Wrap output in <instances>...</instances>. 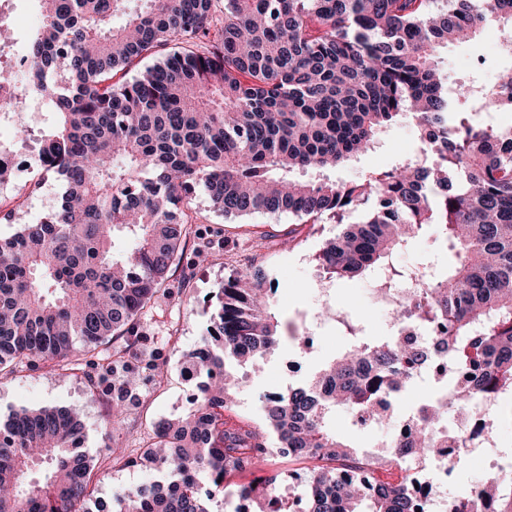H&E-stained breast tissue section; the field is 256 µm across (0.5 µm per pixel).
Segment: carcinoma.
<instances>
[{"instance_id": "obj_1", "label": "carcinoma", "mask_w": 512, "mask_h": 512, "mask_svg": "<svg viewBox=\"0 0 512 512\" xmlns=\"http://www.w3.org/2000/svg\"><path fill=\"white\" fill-rule=\"evenodd\" d=\"M124 0H41L43 22L26 56L25 77L41 89L53 122L42 134V171L63 184L61 201L37 224L0 238V371L13 364L66 372L81 366L88 389L112 384L119 425L140 374L138 325L190 237L184 201L203 186L226 217L288 211L302 223L343 224L315 255L330 280L375 268L421 281L406 302L407 327L434 324L414 345L399 337L352 334L347 347L288 395L267 394V433L229 423L243 386L236 368L258 362L282 339L266 277L234 270L182 374L196 383L185 417L153 422L152 435L107 459L170 470L173 480L130 487L112 512H208L226 480L288 456L324 464L295 493L301 512H416L406 464L426 462L462 437L440 426L444 407L512 394V124L481 115L512 110V78L452 88L438 51L492 26L512 28V0H224L215 34L214 0H145L116 27ZM178 50L139 75L114 73ZM412 120L417 148L359 182L297 181L371 149L377 133ZM368 205L366 219L346 216ZM432 226L449 241L448 265L396 271L395 251ZM133 242L116 254L114 238ZM112 352L99 357V347ZM444 362L455 378L448 405L421 410V436L390 442L368 461L328 427L343 407L380 418L376 399L396 396L424 364ZM82 424L69 409L16 413L0 424V512H88L92 460L79 452ZM403 475L393 479L392 470ZM254 512L278 508V476L238 485ZM486 497L512 512V479L497 473L464 496L467 512Z\"/></svg>"}]
</instances>
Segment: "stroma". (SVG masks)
Listing matches in <instances>:
<instances>
[{"label":"stroma","instance_id":"1","mask_svg":"<svg viewBox=\"0 0 512 512\" xmlns=\"http://www.w3.org/2000/svg\"><path fill=\"white\" fill-rule=\"evenodd\" d=\"M498 34L497 28L490 27L472 42L440 49V65L449 82L467 80L486 85L494 81L500 69L511 66L512 60L496 55L491 48ZM415 141L412 122L401 119L379 133L371 151L337 167L329 177L340 182L362 180L405 157ZM62 191L60 182L50 177L39 179L34 172L0 191V237H9L19 225L37 223L57 204ZM183 210L204 238L210 240L211 247L205 261L201 262L195 257L193 246H186L180 263L172 266L170 290L158 295L146 342L147 349L161 353L164 379L159 384L147 381L139 384L125 424L113 435L105 433L112 390L104 385L98 394L89 393L83 371L73 370L63 376L44 368L22 365L0 371V421L25 410L54 407L68 408L80 418L82 450L100 462L94 477L96 489L88 503L90 512H109L113 496L124 489L167 480L168 473L164 470H144L104 461L105 446L112 440L123 447H136L138 440L148 438L152 421L175 418L189 411L194 388L182 376L183 357L198 346L214 311L206 298L217 291L225 275L246 263L264 268L270 281L276 282L278 287L271 302L272 313L289 326H297L303 313L313 310L316 304L312 284L315 255L325 239L340 231L332 220L303 224L285 212H257L227 219L217 211L208 192L202 188L185 203ZM432 256L447 258L448 246L427 228L398 250L391 263L399 269H412ZM379 281V275L371 272L340 279L334 284L337 306L346 309L367 336H381L389 330L386 314L374 302ZM320 334L317 347L306 350L298 341L289 340L267 355L260 372L250 377L238 394L233 422L262 428L261 398L267 392L285 387L288 362L297 364L296 377L303 380L336 357L347 344L340 329L324 328ZM433 390L432 376H421L401 393L383 426L357 427L351 412L342 409L335 415L336 425L359 446L387 448L411 409ZM493 473V467L480 454L461 451L445 491L450 496L463 494Z\"/></svg>","mask_w":512,"mask_h":512}]
</instances>
